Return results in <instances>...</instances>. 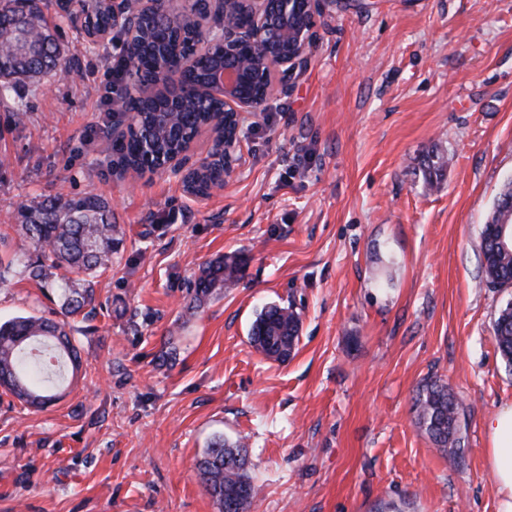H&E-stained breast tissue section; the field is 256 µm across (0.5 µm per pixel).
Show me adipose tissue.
<instances>
[{
    "label": "adipose tissue",
    "instance_id": "adipose-tissue-1",
    "mask_svg": "<svg viewBox=\"0 0 512 512\" xmlns=\"http://www.w3.org/2000/svg\"><path fill=\"white\" fill-rule=\"evenodd\" d=\"M487 430L488 463L495 483L497 512H512V402L496 410Z\"/></svg>",
    "mask_w": 512,
    "mask_h": 512
}]
</instances>
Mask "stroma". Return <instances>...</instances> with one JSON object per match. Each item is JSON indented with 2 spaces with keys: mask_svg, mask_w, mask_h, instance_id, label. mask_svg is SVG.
Returning a JSON list of instances; mask_svg holds the SVG:
<instances>
[{
  "mask_svg": "<svg viewBox=\"0 0 512 512\" xmlns=\"http://www.w3.org/2000/svg\"><path fill=\"white\" fill-rule=\"evenodd\" d=\"M314 31L205 197L113 168L121 39L61 23L65 71L19 87L23 120L0 104V257L29 251L26 200L93 191L117 222L72 322L77 376L41 410L0 396V512H218L195 468L218 436L248 450V512H497L486 422L512 402L493 334L512 288L486 280L480 232L512 179V0H344ZM429 154L448 160L431 189ZM223 255L243 277L194 306ZM269 303L300 315L283 363L249 342ZM58 306L23 267L0 283L1 321ZM431 380L459 401L462 459L415 423Z\"/></svg>",
  "mask_w": 512,
  "mask_h": 512,
  "instance_id": "35a3bbf8",
  "label": "stroma"
}]
</instances>
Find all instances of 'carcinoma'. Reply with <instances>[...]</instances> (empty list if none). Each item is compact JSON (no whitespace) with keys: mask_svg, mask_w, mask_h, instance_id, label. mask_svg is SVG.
I'll list each match as a JSON object with an SVG mask.
<instances>
[{"mask_svg":"<svg viewBox=\"0 0 512 512\" xmlns=\"http://www.w3.org/2000/svg\"><path fill=\"white\" fill-rule=\"evenodd\" d=\"M73 21L62 0H0V103L13 102L17 116L28 105L12 100L16 88L35 84L61 66V45L47 12ZM141 32L134 45L141 72L150 74L159 58L184 54L196 44L187 28L162 24L143 15ZM213 60L200 57L192 70L172 79L191 86L200 82ZM217 106L187 96L180 111L173 112L164 98L153 101L142 113L140 131L131 132L112 146V165L122 170L150 172L159 162L181 151L186 138L195 134L211 118ZM444 166L438 155L427 156L423 178L433 183ZM224 165L217 161L207 171L192 172L185 183L191 194L201 192L208 182H220ZM20 230L29 240L36 260L28 263L29 277L59 290L60 313L74 316L94 301V278L112 261L117 225L112 223V206L102 195L88 192L80 197L47 196L18 207ZM512 231V181L504 185L493 211L481 231V266L488 282L498 288H512V245L503 250L497 242L501 230ZM245 261L241 257L210 261L195 282L193 302L200 304L215 289L241 279ZM494 337L502 360L512 371V301L500 308L493 324ZM299 316L290 307L265 306L257 314L250 340L268 359L284 362L298 342ZM80 355L66 323L47 317L19 315L0 322V388L33 409L57 401L56 387L67 368L78 367ZM418 426L444 452L461 457L462 437L458 403L448 388L436 381L424 385L414 398ZM206 492L219 509L234 505L233 512H246L255 488L248 474L250 462L240 441L214 439L196 463Z\"/></svg>","mask_w":512,"mask_h":512,"instance_id":"carcinoma-1","label":"carcinoma"}]
</instances>
